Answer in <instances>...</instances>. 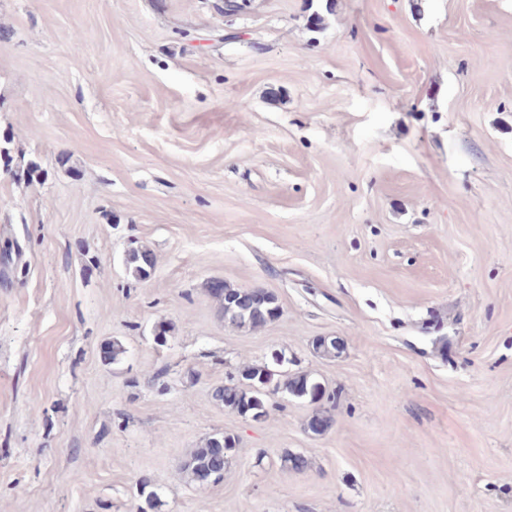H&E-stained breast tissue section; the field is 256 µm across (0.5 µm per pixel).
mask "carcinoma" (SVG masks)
I'll return each instance as SVG.
<instances>
[{"mask_svg": "<svg viewBox=\"0 0 512 512\" xmlns=\"http://www.w3.org/2000/svg\"><path fill=\"white\" fill-rule=\"evenodd\" d=\"M125 271L137 281L150 277L155 266L153 253L143 246H131L125 252ZM208 292L219 302L224 322L238 329L257 330L274 321L280 315L277 298L260 288L239 289L223 285L216 290L208 285ZM312 349L321 356L337 357L343 352L341 341L319 337L312 342ZM285 392L310 401L321 400L326 390L307 374H295L279 379L267 364L247 365L229 378L228 383L213 392V398L233 412L259 420L268 413L269 394ZM237 446V439L231 434H216L208 437L203 445L193 449L181 464V472L194 484L199 475L206 473L216 483L224 482V473L229 454Z\"/></svg>", "mask_w": 512, "mask_h": 512, "instance_id": "carcinoma-1", "label": "carcinoma"}]
</instances>
